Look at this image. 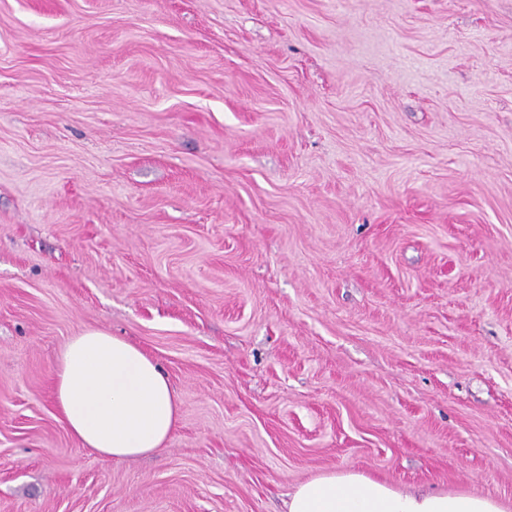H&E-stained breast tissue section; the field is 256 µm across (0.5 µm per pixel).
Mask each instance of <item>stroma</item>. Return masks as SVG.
Returning a JSON list of instances; mask_svg holds the SVG:
<instances>
[{
  "label": "stroma",
  "instance_id": "1",
  "mask_svg": "<svg viewBox=\"0 0 512 512\" xmlns=\"http://www.w3.org/2000/svg\"><path fill=\"white\" fill-rule=\"evenodd\" d=\"M179 403L67 430L84 330ZM512 502V0H0V512ZM53 378L69 433L108 459L151 454L177 426L179 405L163 369L107 331L73 337ZM286 512H510L511 505L468 489L410 491L353 468L325 471L288 493Z\"/></svg>",
  "mask_w": 512,
  "mask_h": 512
}]
</instances>
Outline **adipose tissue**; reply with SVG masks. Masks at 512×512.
Instances as JSON below:
<instances>
[{"mask_svg": "<svg viewBox=\"0 0 512 512\" xmlns=\"http://www.w3.org/2000/svg\"><path fill=\"white\" fill-rule=\"evenodd\" d=\"M53 396L69 433L109 459L148 455L170 438L177 397L163 369L121 337L86 330L66 345ZM287 512H512L467 489L410 491L353 469L318 473L288 494Z\"/></svg>", "mask_w": 512, "mask_h": 512, "instance_id": "ef3b65f1", "label": "adipose tissue"}]
</instances>
